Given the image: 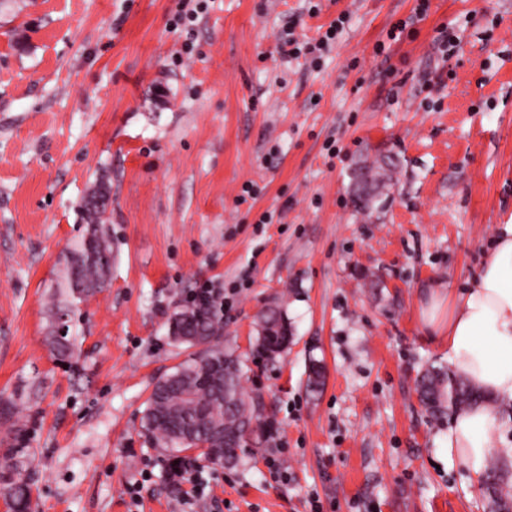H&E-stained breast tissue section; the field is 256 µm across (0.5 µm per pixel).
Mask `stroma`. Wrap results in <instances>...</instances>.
Here are the masks:
<instances>
[{
  "mask_svg": "<svg viewBox=\"0 0 512 512\" xmlns=\"http://www.w3.org/2000/svg\"><path fill=\"white\" fill-rule=\"evenodd\" d=\"M317 2L205 0L179 23V0L0 7V453L26 429L32 512H488L415 380L448 360L429 288H465L512 222V0ZM342 14L320 66L281 54L283 30ZM383 156L389 185L357 209L352 174ZM100 176L110 285L72 301L64 254ZM205 285L233 298L222 344L268 436L234 468L200 462L211 493L184 505L139 430L189 354L169 318ZM270 304L293 332L273 360ZM60 308L68 361L45 342ZM261 334L257 340L258 351L274 358L287 347L292 338L288 320L277 308L267 307L260 316Z\"/></svg>",
  "mask_w": 512,
  "mask_h": 512,
  "instance_id": "stroma-1",
  "label": "stroma"
}]
</instances>
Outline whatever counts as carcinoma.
<instances>
[{
	"mask_svg": "<svg viewBox=\"0 0 512 512\" xmlns=\"http://www.w3.org/2000/svg\"><path fill=\"white\" fill-rule=\"evenodd\" d=\"M110 197L104 181L95 183L82 208L90 229L86 236L66 250L64 289L74 299H83L105 287L112 266V239L103 224ZM221 318L216 303H189L174 313L169 322L171 336L198 351L155 383L141 418L140 434L169 462L187 461L186 452L231 466L239 461L241 447L235 436L252 425H261L259 403L246 400L241 384L239 361L220 348ZM258 351L268 358L283 352L291 340L288 320L278 309L267 307L260 316ZM47 341L57 355L72 358L76 337L59 332L50 323ZM421 403L433 416L449 408L465 409L483 401V395L463 380L452 378L439 367L425 370L417 379ZM34 452L24 430L14 444L0 455V492L9 500L12 512H30L28 486ZM490 490L489 512H512V490L497 464L485 475Z\"/></svg>",
	"mask_w": 512,
	"mask_h": 512,
	"instance_id": "obj_1",
	"label": "carcinoma"
}]
</instances>
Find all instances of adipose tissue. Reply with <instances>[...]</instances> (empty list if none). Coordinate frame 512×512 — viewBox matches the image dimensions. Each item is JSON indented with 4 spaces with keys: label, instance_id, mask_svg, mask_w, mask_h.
<instances>
[{
    "label": "adipose tissue",
    "instance_id": "1",
    "mask_svg": "<svg viewBox=\"0 0 512 512\" xmlns=\"http://www.w3.org/2000/svg\"><path fill=\"white\" fill-rule=\"evenodd\" d=\"M431 296L430 312L448 309L440 332L454 373L491 399L454 414L441 437L447 457L479 481L507 443L502 412L512 408V223L499 225L466 288L449 298L436 288Z\"/></svg>",
    "mask_w": 512,
    "mask_h": 512
}]
</instances>
